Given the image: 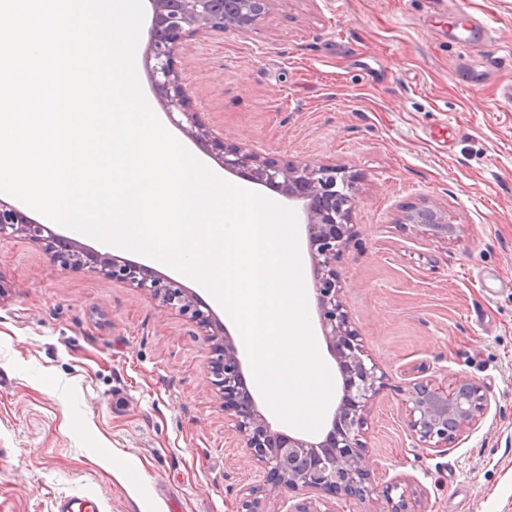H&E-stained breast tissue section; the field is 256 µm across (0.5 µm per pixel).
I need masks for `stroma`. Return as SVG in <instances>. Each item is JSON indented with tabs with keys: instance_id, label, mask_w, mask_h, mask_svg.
Instances as JSON below:
<instances>
[{
	"instance_id": "35a3bbf8",
	"label": "stroma",
	"mask_w": 512,
	"mask_h": 512,
	"mask_svg": "<svg viewBox=\"0 0 512 512\" xmlns=\"http://www.w3.org/2000/svg\"><path fill=\"white\" fill-rule=\"evenodd\" d=\"M484 22L482 45L455 42ZM511 51L512 0H280L252 33L176 58L226 142L353 177L336 271L385 374L365 466L422 512H512ZM426 198L454 237L397 223ZM0 277V512H57L73 494L102 512H236L262 484L189 318L22 237L0 242ZM464 377L486 414L447 451L421 452L401 389Z\"/></svg>"
}]
</instances>
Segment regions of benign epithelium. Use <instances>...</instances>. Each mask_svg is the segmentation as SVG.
Wrapping results in <instances>:
<instances>
[{"instance_id":"obj_1","label":"benign epithelium","mask_w":512,"mask_h":512,"mask_svg":"<svg viewBox=\"0 0 512 512\" xmlns=\"http://www.w3.org/2000/svg\"><path fill=\"white\" fill-rule=\"evenodd\" d=\"M146 65L156 95L167 116L181 114L176 126L191 141L208 146L221 156L224 169L254 184L272 187L290 201L305 200L304 228L313 266L319 325L329 352L342 376V394L331 427L320 441L290 435L273 428L251 391L245 388L244 364L229 333L216 342L212 313L200 309L202 301L189 296L174 279H162L141 264L73 246L67 237L34 219L21 206L0 198V242L24 236L52 248L64 266L87 268L99 277L122 280L163 306L188 316L214 342L209 361L215 386L231 411L232 431L244 444L249 459L267 473L275 487L304 495L324 494L339 500L383 498L387 512H417L401 490V483L380 487L364 468L367 454L365 426L370 403L384 384V375L360 343L352 328L336 274V256L351 232L356 199L352 180L336 167L263 155L245 144H228L206 123L183 87L176 68L178 53L193 41L234 31L248 34L277 9L279 0H148ZM398 224L423 228L434 238L447 239L458 226L448 209L433 199L401 210ZM408 427L417 446L446 451L448 445L476 426L487 410L482 387L466 379L443 387L410 383L401 389ZM264 488L251 487L240 499L238 512H270Z\"/></svg>"}]
</instances>
